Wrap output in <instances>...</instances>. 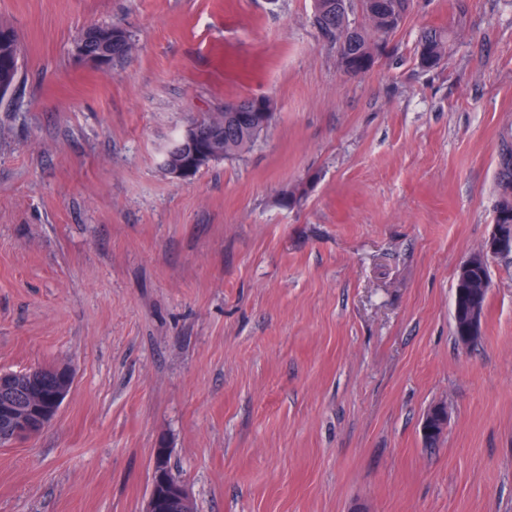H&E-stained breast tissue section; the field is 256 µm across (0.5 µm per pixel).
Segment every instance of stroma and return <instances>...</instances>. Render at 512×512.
I'll use <instances>...</instances> for the list:
<instances>
[{"label":"stroma","instance_id":"35a3bbf8","mask_svg":"<svg viewBox=\"0 0 512 512\" xmlns=\"http://www.w3.org/2000/svg\"><path fill=\"white\" fill-rule=\"evenodd\" d=\"M313 14L0 0L22 47L0 101V370L74 371L55 419L0 448V512H144L158 448L196 512H512V256L490 261L480 342L452 319L512 143V0H414L356 77ZM95 23L130 61L76 56ZM429 28L449 35L433 71ZM262 96L277 112L248 153L166 174L192 123ZM448 50V34L437 29L424 31L417 46V59L422 68L433 69L440 65ZM428 419L422 425L423 439L429 446H433L442 437L444 432L443 424L448 423V407L445 404H438L431 407L427 412Z\"/></svg>","mask_w":512,"mask_h":512}]
</instances>
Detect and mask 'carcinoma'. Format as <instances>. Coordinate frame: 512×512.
I'll return each instance as SVG.
<instances>
[{"label":"carcinoma","instance_id":"carcinoma-1","mask_svg":"<svg viewBox=\"0 0 512 512\" xmlns=\"http://www.w3.org/2000/svg\"><path fill=\"white\" fill-rule=\"evenodd\" d=\"M350 0H315L314 24L321 36L336 48L340 68L351 76L369 71L390 36L401 26L412 10L413 0H360V7L367 15L368 25L357 27L350 22L347 10ZM448 50V34L442 30L424 31L417 46V59L421 67L433 69L440 65ZM134 52L132 39L123 44H115L107 65H117L129 59ZM20 48L14 32L0 27V84L9 87L15 85L18 76ZM224 122V141L215 155V159H226L249 152L264 133L243 121L231 117L229 112L202 120V123ZM498 172V202L493 223L500 228L512 229V145L504 144L500 149ZM470 262L459 267L456 280H467L477 289L465 296H453L454 333L457 342L470 347L476 345L480 337L470 341L468 325L472 317L484 318L488 289L484 283L491 281L489 261L476 260L469 256ZM428 419L422 425L423 439L433 446L442 437L443 424L448 419V407L438 404L427 412Z\"/></svg>","mask_w":512,"mask_h":512}]
</instances>
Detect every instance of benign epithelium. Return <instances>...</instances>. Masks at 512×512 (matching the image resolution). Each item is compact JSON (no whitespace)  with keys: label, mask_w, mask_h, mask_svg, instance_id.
Masks as SVG:
<instances>
[{"label":"benign epithelium","mask_w":512,"mask_h":512,"mask_svg":"<svg viewBox=\"0 0 512 512\" xmlns=\"http://www.w3.org/2000/svg\"><path fill=\"white\" fill-rule=\"evenodd\" d=\"M110 50L111 47L90 33L83 34L75 46L77 55L92 64L102 60ZM229 111L249 113L255 128L266 126L270 118L260 101L235 104ZM222 136V128L191 126L184 141L192 146V152L188 159L169 166L170 178L179 181L190 176L194 165L208 154V145ZM509 250H512V237L493 227L484 255L491 258ZM73 382V372L68 367H35L19 372L0 370V446L36 434L49 425L70 393ZM170 456L168 448L155 449L145 512H195L185 485L171 471Z\"/></svg>","instance_id":"7a95c632"}]
</instances>
